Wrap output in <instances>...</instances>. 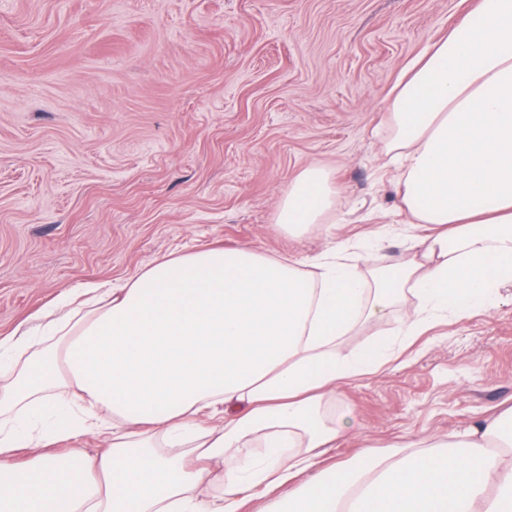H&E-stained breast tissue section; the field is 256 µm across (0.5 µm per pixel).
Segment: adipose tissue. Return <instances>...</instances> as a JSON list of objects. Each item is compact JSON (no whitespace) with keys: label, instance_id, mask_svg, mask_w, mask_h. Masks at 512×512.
<instances>
[{"label":"adipose tissue","instance_id":"1","mask_svg":"<svg viewBox=\"0 0 512 512\" xmlns=\"http://www.w3.org/2000/svg\"><path fill=\"white\" fill-rule=\"evenodd\" d=\"M475 11L412 63L383 116L400 209L428 229L413 252L364 270L339 243L308 270L203 248L70 295L44 336L0 365V512H238L258 491L278 494L263 512H512V407L313 469L346 430L326 415L339 382L394 357L385 342L345 356L344 336L406 289L419 306L399 333L413 338L512 287V0ZM340 196L330 171L309 166L276 223L295 236L332 223ZM65 400L105 430L96 453L39 452V417Z\"/></svg>","mask_w":512,"mask_h":512}]
</instances>
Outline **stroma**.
Segmentation results:
<instances>
[{
	"mask_svg": "<svg viewBox=\"0 0 512 512\" xmlns=\"http://www.w3.org/2000/svg\"><path fill=\"white\" fill-rule=\"evenodd\" d=\"M474 0H0V347L70 288L121 285L156 258L246 247L303 262L340 241L407 255L380 155L402 73ZM319 163L349 206L276 224ZM416 298L344 337L394 340ZM512 405V287L339 383L345 436L323 464L469 426Z\"/></svg>",
	"mask_w": 512,
	"mask_h": 512,
	"instance_id": "1",
	"label": "stroma"
}]
</instances>
